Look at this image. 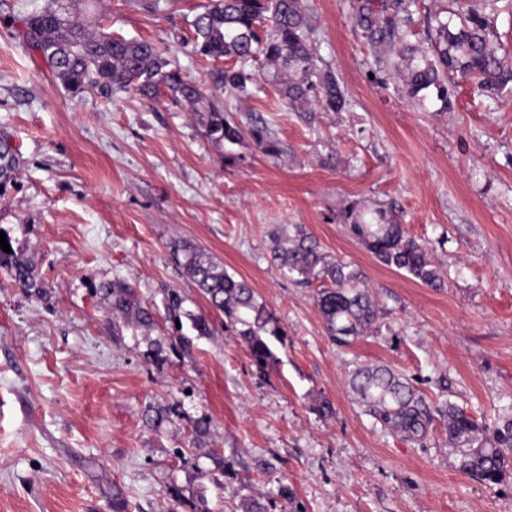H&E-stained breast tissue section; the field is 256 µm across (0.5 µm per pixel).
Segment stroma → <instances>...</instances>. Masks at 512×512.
<instances>
[{"label": "stroma", "instance_id": "obj_1", "mask_svg": "<svg viewBox=\"0 0 512 512\" xmlns=\"http://www.w3.org/2000/svg\"><path fill=\"white\" fill-rule=\"evenodd\" d=\"M0 0V138L19 168L0 183V232L32 263L43 296L0 267V512H512V477L463 473L440 408L454 404L494 426L512 415V83L487 96L475 82L406 92L402 41L426 45L428 15L455 0H417L398 36L371 42L360 19L382 0H306L309 44L348 99L342 112L290 102L271 66L253 62L247 93L223 95L240 123L263 119L280 151L252 139L209 141L190 107L136 92L72 100L41 55L19 42L33 4ZM206 0H92L84 23L169 43L208 84L211 63L180 39ZM390 210L445 277L430 288L378 262L345 226L348 208ZM300 224L349 263L382 315L344 346L314 301L317 286L269 260L274 226ZM188 240L244 279L286 332L278 361L257 371L175 264ZM118 279L142 301L164 289L210 316L212 336L163 364L145 356L160 328L116 327L96 292ZM405 376L436 408L423 437L384 427L351 390L362 366ZM335 412L322 416L320 399ZM170 422L146 426L148 406ZM209 415L208 436L195 420ZM218 452L247 481L225 477ZM271 461L273 471L259 465ZM293 493L286 499L279 486Z\"/></svg>", "mask_w": 512, "mask_h": 512}]
</instances>
